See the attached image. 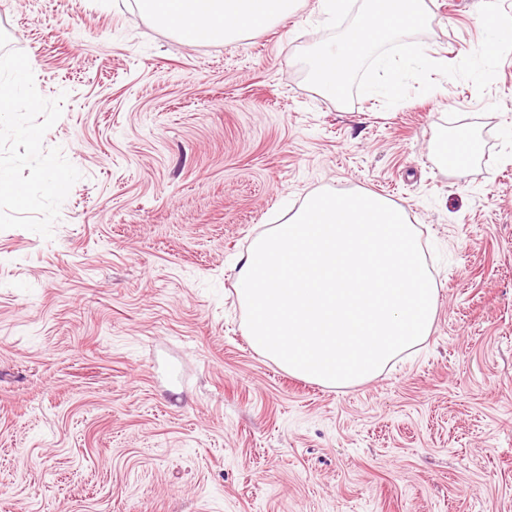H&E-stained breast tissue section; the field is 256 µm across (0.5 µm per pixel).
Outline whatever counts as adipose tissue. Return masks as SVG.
Listing matches in <instances>:
<instances>
[{
    "mask_svg": "<svg viewBox=\"0 0 512 512\" xmlns=\"http://www.w3.org/2000/svg\"><path fill=\"white\" fill-rule=\"evenodd\" d=\"M296 0H139L142 12L166 23L176 21L177 33L188 42L234 40L260 21H274L290 14ZM478 141L465 129L448 133L440 129L435 155L449 168L460 169L478 152Z\"/></svg>",
    "mask_w": 512,
    "mask_h": 512,
    "instance_id": "adipose-tissue-1",
    "label": "adipose tissue"
}]
</instances>
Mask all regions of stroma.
<instances>
[{"mask_svg":"<svg viewBox=\"0 0 512 512\" xmlns=\"http://www.w3.org/2000/svg\"><path fill=\"white\" fill-rule=\"evenodd\" d=\"M425 5L433 61L478 48L480 0ZM326 20L188 44L137 0H0L82 174L52 238L0 231V512H512V54L482 96L343 105L297 59ZM328 188L404 207L439 288L428 339L350 388L258 355L235 294ZM457 138L454 152L448 155V126L442 127L436 136L435 156L438 161L449 168H464L470 158L479 151V142L464 128L455 132Z\"/></svg>","mask_w":512,"mask_h":512,"instance_id":"35a3bbf8","label":"stroma"}]
</instances>
